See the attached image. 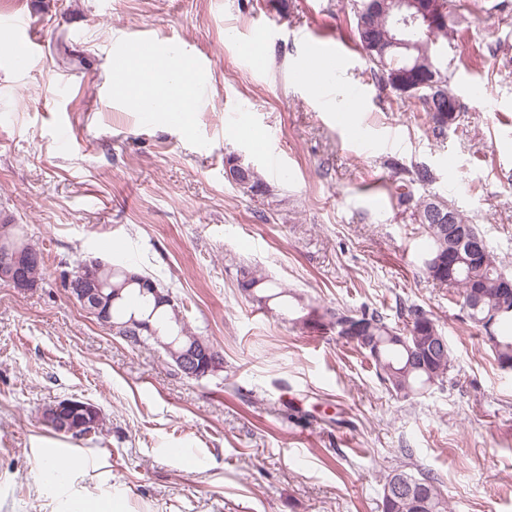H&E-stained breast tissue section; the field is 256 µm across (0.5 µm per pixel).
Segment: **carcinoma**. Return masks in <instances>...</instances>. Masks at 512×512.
<instances>
[{
  "label": "carcinoma",
  "instance_id": "obj_1",
  "mask_svg": "<svg viewBox=\"0 0 512 512\" xmlns=\"http://www.w3.org/2000/svg\"><path fill=\"white\" fill-rule=\"evenodd\" d=\"M380 0H353L354 33L357 45L371 65V70L382 87L390 90L396 100L411 103L428 117L433 131L442 134L448 129L451 118L459 120L461 103L448 87L447 71L436 65V46L439 42L449 45L455 41L453 21L439 26L430 34L416 39L409 50L401 54L387 48L391 30L387 17L377 4ZM412 67L430 86L420 91L403 92L394 81V75ZM405 177L396 186V195L401 204L410 209L409 218L414 224L424 226L428 249L423 261V271L432 280L458 290L465 308L466 319L471 327L485 335L497 361L512 359V298L502 297V281L512 282L505 273L488 243L483 249L463 253L461 261L448 266V237L443 235L437 220L440 212L448 213V202L437 195H414V187L433 182L434 176L425 166L400 167ZM240 187L251 195H266L268 186L259 172L249 169ZM27 240L25 231L18 226L4 229L0 224V249L6 245L23 244ZM129 267L120 263H106L101 269L100 279L105 292L120 288V297L112 302V323L122 325L136 317L149 321L159 336L177 346L193 343L197 334L190 331L185 321L173 319L167 307L155 304L152 296L141 291L139 284H125L124 272ZM240 290L252 301L265 308L273 303L298 314L297 321L305 328L336 327V319L342 313L315 301L293 293L271 279L265 271L253 265H241L237 269ZM371 327L376 336L375 345L368 349L381 380L395 396L408 398L427 391L426 383L443 379L451 367L449 346L434 344L431 336L445 335L436 321L421 309L410 306L406 309V320L401 328H392L378 315L360 316ZM403 476L418 483L427 500L429 512H450L448 498L438 480L429 473L396 469L388 474L382 490V512H416L413 499L403 495L388 496L387 487Z\"/></svg>",
  "mask_w": 512,
  "mask_h": 512
}]
</instances>
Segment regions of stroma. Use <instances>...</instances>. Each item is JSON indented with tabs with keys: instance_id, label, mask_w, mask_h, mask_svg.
Here are the masks:
<instances>
[{
	"instance_id": "1",
	"label": "stroma",
	"mask_w": 512,
	"mask_h": 512,
	"mask_svg": "<svg viewBox=\"0 0 512 512\" xmlns=\"http://www.w3.org/2000/svg\"><path fill=\"white\" fill-rule=\"evenodd\" d=\"M474 1L457 19L470 55L438 50L462 112L437 138L380 89L350 0H0L43 44L22 74L0 55V221L24 225L44 258L38 288L0 283V512L105 500L120 512H381L402 467L434 474L451 512H512V371L455 290L423 273L427 234L391 193L397 164L428 167L424 193L468 215L512 272V0ZM135 34L205 61L191 131L111 90ZM316 37L346 53L321 95L298 77ZM352 85L368 91L354 117L363 147L340 117ZM272 153L286 173L269 170ZM228 155L269 195L229 183ZM97 258L158 279L223 371L185 377L159 347L131 348L89 317L63 276ZM240 264L392 326L401 307L423 309L448 338V375L424 396L392 395L334 330L246 298ZM68 398L100 408L97 433L43 424ZM46 460L54 475H41Z\"/></svg>"
}]
</instances>
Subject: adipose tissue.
<instances>
[{"instance_id":"1","label":"adipose tissue","mask_w":512,"mask_h":512,"mask_svg":"<svg viewBox=\"0 0 512 512\" xmlns=\"http://www.w3.org/2000/svg\"><path fill=\"white\" fill-rule=\"evenodd\" d=\"M138 82L122 88V95L138 111L148 112L152 107L169 103L181 105L193 112L198 100L197 85L190 74V64L171 51L159 53L155 61L141 64Z\"/></svg>"}]
</instances>
